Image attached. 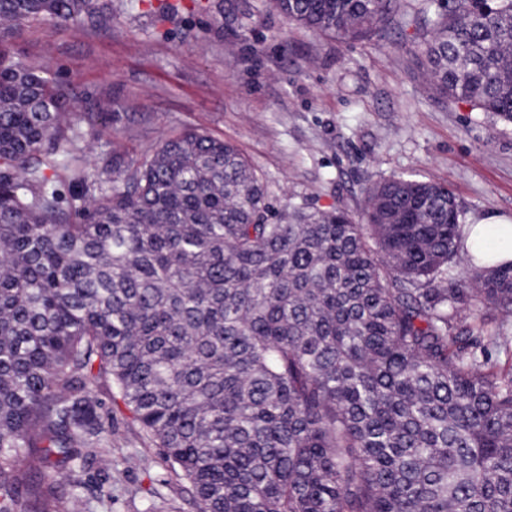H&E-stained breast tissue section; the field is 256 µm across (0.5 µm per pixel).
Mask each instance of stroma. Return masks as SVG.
Wrapping results in <instances>:
<instances>
[{"mask_svg": "<svg viewBox=\"0 0 512 512\" xmlns=\"http://www.w3.org/2000/svg\"><path fill=\"white\" fill-rule=\"evenodd\" d=\"M400 3L389 28L346 43L288 24L262 0H181L172 18L149 14L146 0H112L108 27L32 23L11 47L71 82L78 111L118 113L87 161L115 137L137 156L198 128L240 149L277 208L304 199L357 218L371 182L402 176L448 184L462 224L512 221V123L437 94L419 54L432 36L425 0ZM112 419L135 460L109 512H143L156 492L196 512L129 409L114 404Z\"/></svg>", "mask_w": 512, "mask_h": 512, "instance_id": "1", "label": "stroma"}]
</instances>
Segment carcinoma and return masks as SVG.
Segmentation results:
<instances>
[{
	"label": "carcinoma",
	"mask_w": 512,
	"mask_h": 512,
	"mask_svg": "<svg viewBox=\"0 0 512 512\" xmlns=\"http://www.w3.org/2000/svg\"><path fill=\"white\" fill-rule=\"evenodd\" d=\"M266 3L348 42L398 8ZM110 10L0 0V512L112 501L104 384L196 512H512V260L465 252L440 182H376L356 220L273 209L197 129L85 162L116 114L69 111L9 39ZM424 23L439 94L512 122V0H429Z\"/></svg>",
	"instance_id": "1"
}]
</instances>
